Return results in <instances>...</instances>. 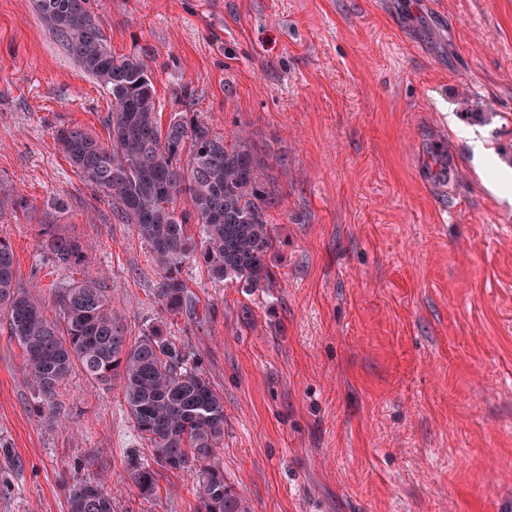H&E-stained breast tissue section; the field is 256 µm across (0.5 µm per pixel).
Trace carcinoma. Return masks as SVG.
<instances>
[{"mask_svg":"<svg viewBox=\"0 0 512 512\" xmlns=\"http://www.w3.org/2000/svg\"><path fill=\"white\" fill-rule=\"evenodd\" d=\"M90 0H33L43 25L77 65L110 95L112 138L101 143L79 127L60 128L55 138L69 165L87 186L112 200L122 222L135 227L152 250L158 270L153 295L171 317L193 318L198 299L181 277L189 262L214 281H238L250 289L272 279L267 256L275 238L266 221L274 198L259 180V160L247 136L228 145L213 127L177 112L162 128L156 89L146 60L149 48L112 53ZM185 197L200 225L187 232L176 202ZM25 207L0 188V216ZM43 245L59 264L81 267L83 243L41 229ZM0 309L11 338L22 350L42 412L75 368L101 384L120 380L124 405L153 460L196 482L201 512H246L224 479L216 448L224 438V400L196 359L153 325L128 343L121 315L112 308L105 279L86 278L60 289L58 315L50 318L22 287L12 246L0 238ZM128 475L145 498L157 490L156 473L131 460ZM69 512H114L112 490L103 481L68 485Z\"/></svg>","mask_w":512,"mask_h":512,"instance_id":"obj_1","label":"carcinoma"}]
</instances>
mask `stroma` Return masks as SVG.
<instances>
[{
	"mask_svg": "<svg viewBox=\"0 0 512 512\" xmlns=\"http://www.w3.org/2000/svg\"><path fill=\"white\" fill-rule=\"evenodd\" d=\"M113 52L148 47L161 122L249 132L275 247L270 288L183 277L197 319L156 303L150 247L87 187L55 132L108 141L109 96L0 0V218L47 316L105 276L134 341L153 325L224 398L218 457L248 512H512V0H91ZM43 224L86 241L47 256ZM0 312V512H68L66 480L106 481L115 512H197L195 482L152 462L119 386L74 371L37 412ZM128 475L131 483L143 498L148 499L155 495L157 490L156 473L148 463L131 459Z\"/></svg>",
	"mask_w": 512,
	"mask_h": 512,
	"instance_id": "stroma-1",
	"label": "stroma"
}]
</instances>
